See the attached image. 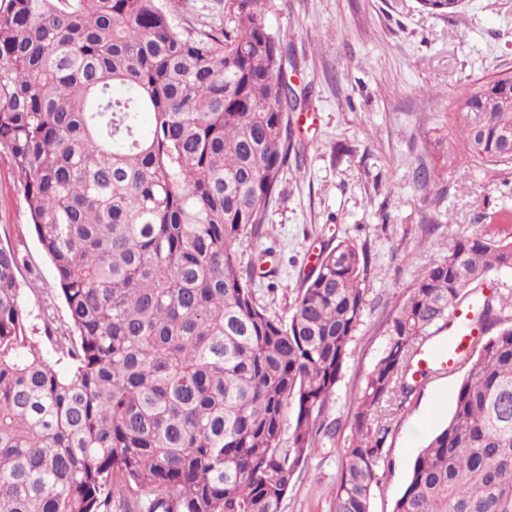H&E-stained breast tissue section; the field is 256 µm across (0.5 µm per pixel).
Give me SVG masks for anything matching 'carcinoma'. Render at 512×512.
Wrapping results in <instances>:
<instances>
[{
	"mask_svg": "<svg viewBox=\"0 0 512 512\" xmlns=\"http://www.w3.org/2000/svg\"><path fill=\"white\" fill-rule=\"evenodd\" d=\"M264 2L226 0L228 25L201 32L160 0H0V152L69 319L49 337L61 373L25 336L21 259L0 244V512H112L133 487L134 512H281L361 321L367 257L348 240L321 255L286 320L239 261L298 151ZM452 109L467 159L512 162V85L464 88ZM509 273L512 233L486 224L409 286L336 449L333 512H369L426 338ZM502 288L475 310L501 328L465 359L393 512H512Z\"/></svg>",
	"mask_w": 512,
	"mask_h": 512,
	"instance_id": "obj_1",
	"label": "carcinoma"
}]
</instances>
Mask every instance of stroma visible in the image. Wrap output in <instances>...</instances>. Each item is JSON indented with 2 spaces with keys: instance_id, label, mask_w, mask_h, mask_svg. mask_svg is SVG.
<instances>
[{
  "instance_id": "stroma-1",
  "label": "stroma",
  "mask_w": 512,
  "mask_h": 512,
  "mask_svg": "<svg viewBox=\"0 0 512 512\" xmlns=\"http://www.w3.org/2000/svg\"><path fill=\"white\" fill-rule=\"evenodd\" d=\"M180 26L207 30L227 22L225 0H162ZM265 26L287 42L288 77L300 99L288 112L299 154L290 156L264 217V232L235 249L256 267L253 291L275 317L287 318L318 256L343 240L368 256L366 305L349 344L319 435L296 472L282 512H331L348 438L352 401L385 344L386 323L410 284L444 254L449 235H467L491 212L512 219V165L485 167L460 151L451 112L458 91L512 71V0H465L434 16L419 0H267ZM433 167L442 194L428 203L413 174ZM17 171L0 154V241L23 259L20 304L27 336L59 371L47 335L67 322L53 268L30 227ZM465 367L436 373L395 414L379 464L370 512H393L426 434L448 420Z\"/></svg>"
}]
</instances>
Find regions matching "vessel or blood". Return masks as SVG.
Returning <instances> with one entry per match:
<instances>
[{"label":"vessel or blood","mask_w":512,"mask_h":512,"mask_svg":"<svg viewBox=\"0 0 512 512\" xmlns=\"http://www.w3.org/2000/svg\"><path fill=\"white\" fill-rule=\"evenodd\" d=\"M479 335L480 328L471 311L456 310L448 326L426 344L420 368L433 373L447 372L453 366L454 357L467 351Z\"/></svg>","instance_id":"b4317fda"}]
</instances>
